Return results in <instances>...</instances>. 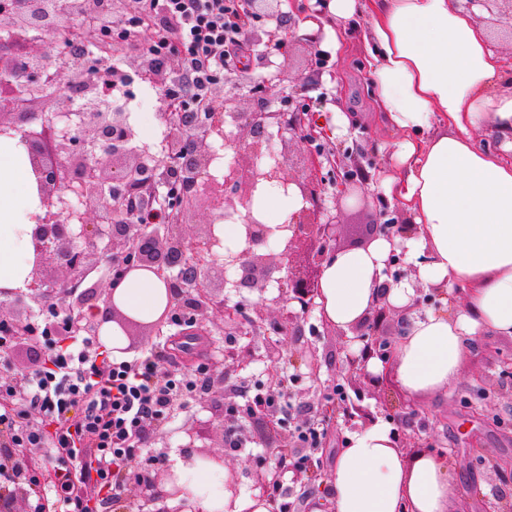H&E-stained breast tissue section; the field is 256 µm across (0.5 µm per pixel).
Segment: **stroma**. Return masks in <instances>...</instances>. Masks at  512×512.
I'll return each mask as SVG.
<instances>
[{"label":"stroma","mask_w":512,"mask_h":512,"mask_svg":"<svg viewBox=\"0 0 512 512\" xmlns=\"http://www.w3.org/2000/svg\"><path fill=\"white\" fill-rule=\"evenodd\" d=\"M299 9H292L283 0L281 9L288 15L289 40L286 48L275 50L261 43L253 48L252 80L266 76V60L272 59L288 69L292 78L286 89L275 90L274 108H281L285 96L303 100L324 134L318 147L346 155L364 153L363 164L369 175L384 169L400 133L385 126L374 110L369 76L364 62L363 33L365 21L351 23L341 49H333L325 32L307 34L300 25L306 19L328 23L326 10L317 0H298ZM326 55L323 69L312 67L315 55ZM342 112L344 127L334 122L335 112ZM396 208L381 190L367 189L366 200L349 203L340 216L347 237H355L362 225L375 220L378 212ZM276 288L251 292L252 304H262L270 323L250 336L223 335L200 337L199 344L210 355L211 366L224 362L225 350H235L243 361L238 371L229 373L224 383V427H209L211 395L198 388L185 406L176 407L170 429L155 432L148 442L149 455L159 457L160 467L172 465L173 457L182 453L184 445L195 443L202 450H223L224 472L236 476L242 491H252L257 471L274 465L276 457L260 442L248 415L256 394L267 392L268 373L279 366L288 378L287 391L278 395L279 417L283 421L282 444L291 448L298 426L314 418L321 403L332 399L340 375L343 352L341 339L322 324L318 310H311L302 323L301 335L282 336L272 324L279 318L274 299ZM245 309V316L253 311ZM281 349L284 357L271 363L270 352ZM316 351L321 368L311 375L306 366L294 363V356ZM402 389L392 381L373 389L363 404L373 420L390 424L395 445L401 454H408L409 437L413 432L397 401ZM419 417L426 424L421 432L422 444L442 454L460 487L459 496L449 505V512H490L498 498H512V336H484L469 344L461 364L460 379L448 390L422 397L417 402ZM199 425L196 439H189L186 430ZM325 437L321 447L302 453L307 470L329 480L332 469L355 430L342 418L324 421Z\"/></svg>","instance_id":"35a3bbf8"}]
</instances>
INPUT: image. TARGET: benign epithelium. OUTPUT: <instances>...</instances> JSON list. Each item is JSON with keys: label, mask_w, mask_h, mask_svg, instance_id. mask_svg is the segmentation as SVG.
I'll list each match as a JSON object with an SVG mask.
<instances>
[{"label": "benign epithelium", "mask_w": 512, "mask_h": 512, "mask_svg": "<svg viewBox=\"0 0 512 512\" xmlns=\"http://www.w3.org/2000/svg\"><path fill=\"white\" fill-rule=\"evenodd\" d=\"M99 0H58L55 16L39 19V14L18 7H0V134L14 136L19 113L37 121L38 129L21 134L31 171L37 183L40 213L35 216L31 234L33 263L25 287L0 289L10 305L6 320L20 329L31 324L34 308L50 304L62 296V307L77 312L74 330L97 336L104 325L118 326L125 336L139 330L150 333L171 319L189 326L188 336H214L216 332L241 331V304H228L224 289L240 294L247 290L265 291L270 285L280 289L281 303L297 302L301 313L282 312L279 331L288 335L301 331L302 314L318 296L323 263L328 251L347 248L342 243L343 224L337 219L343 200L362 186L354 181L336 184V214H331L317 197L315 173L322 166L320 151L304 149L300 162L302 177L292 178L276 157L274 139L283 128L307 142L305 129L315 123L309 112H280L269 108V91L284 86L290 74L275 69L265 82L254 87L251 110L241 107L233 95H224V111L233 117L236 133L226 131L213 120L211 112H182L177 126L168 132L161 150L135 146L136 133L130 113L109 101L106 86L87 89L83 75L107 65L103 57L91 58L84 51L73 54L68 70L67 92L61 96L46 90L55 68L47 63L49 45L57 41L59 29L73 11L87 16L98 10ZM281 0H249V11L258 20L275 25L267 31L275 38L284 29ZM222 141L224 153H244L248 164H225L221 175L211 172L218 153L214 140ZM276 182L293 187L302 198V208L291 215L281 229L290 232L279 243L280 262L273 263L255 248L266 245L274 229L253 215V200L259 186ZM71 185L82 202L72 205L65 186ZM174 189L178 198L174 223L160 234L146 224H130L123 215L140 207L162 203L165 192ZM200 209L206 211L203 231L190 237L183 226L191 223ZM239 221L245 229V247L237 252L224 251L217 225ZM418 233V225L392 218L385 224L365 225L356 249L368 248L379 235L389 240L407 239ZM63 272V278L51 275L50 267ZM133 271L154 274L165 285L167 303L150 320L137 319L116 302V287ZM403 279L395 276L379 285L378 300L372 309L338 335L352 336L360 343L359 352L342 346L347 373L345 379L357 387L356 377L366 376L367 363L377 347L378 338L404 335L412 312L443 294L441 287L424 294L416 289L410 304L396 307L388 302L390 288ZM219 315L221 326L207 324L208 313ZM324 417L340 415L347 423L369 420L362 407L350 410V402L325 406ZM266 447L282 437L279 419L267 409L258 415ZM203 460L224 467V451H207L185 456L191 466ZM300 479L302 470L278 456L274 466L257 474L255 488L262 497L274 502L270 488L281 483L286 472ZM148 501L160 503L156 512H182L191 494L170 468L155 474L144 484ZM28 491L15 487L0 499L3 512H18L17 503ZM180 506L170 509L169 500Z\"/></svg>", "instance_id": "1"}]
</instances>
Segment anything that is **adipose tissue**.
Returning a JSON list of instances; mask_svg holds the SVG:
<instances>
[{
    "label": "adipose tissue",
    "instance_id": "adipose-tissue-1",
    "mask_svg": "<svg viewBox=\"0 0 512 512\" xmlns=\"http://www.w3.org/2000/svg\"><path fill=\"white\" fill-rule=\"evenodd\" d=\"M334 21L366 17V65L377 112L403 133L394 172L378 187L416 215V237H379L365 250L330 256L316 298L321 316L347 328L374 305L392 251L405 250L423 285L466 289L411 319L394 352L397 379L409 396L454 384L474 337L512 336V70L457 0H328ZM501 140L494 154L475 132ZM33 175L17 139L0 137V288L23 287L33 261ZM256 216L283 224L301 198L278 184L256 194ZM127 313L147 318L166 302L155 275L129 274L115 291ZM175 466L196 494L189 512H222L218 474ZM331 512H447L459 486L445 459L425 451L406 461L391 428L377 422L351 437L331 473Z\"/></svg>",
    "mask_w": 512,
    "mask_h": 512
}]
</instances>
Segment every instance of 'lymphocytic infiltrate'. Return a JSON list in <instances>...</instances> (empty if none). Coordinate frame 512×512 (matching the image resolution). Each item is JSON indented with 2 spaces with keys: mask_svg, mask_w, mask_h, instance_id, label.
<instances>
[{
  "mask_svg": "<svg viewBox=\"0 0 512 512\" xmlns=\"http://www.w3.org/2000/svg\"><path fill=\"white\" fill-rule=\"evenodd\" d=\"M141 17L162 22L149 56L160 65L181 60L182 79L164 87L169 112L209 102L213 85L235 73L245 54L247 0H143ZM71 329L69 316L49 306L25 330L45 350L42 369L27 378L24 397L0 383V434L13 447L45 449L55 461L51 496L34 512H88L90 495L115 499L126 478L145 481L131 460L208 371L202 361L193 373L163 378L153 350L119 360L101 355L89 336L62 343Z\"/></svg>",
  "mask_w": 512,
  "mask_h": 512,
  "instance_id": "f902f5d3",
  "label": "lymphocytic infiltrate"
}]
</instances>
